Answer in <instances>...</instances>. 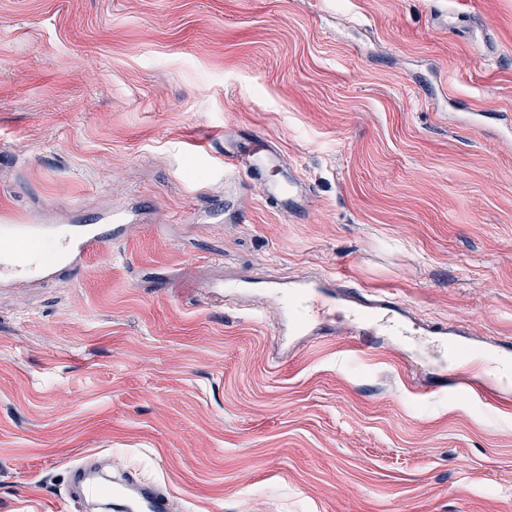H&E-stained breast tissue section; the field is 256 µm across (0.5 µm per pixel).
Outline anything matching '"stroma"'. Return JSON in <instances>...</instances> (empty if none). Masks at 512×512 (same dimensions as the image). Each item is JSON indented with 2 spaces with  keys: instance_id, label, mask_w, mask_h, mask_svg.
I'll use <instances>...</instances> for the list:
<instances>
[{
  "instance_id": "stroma-1",
  "label": "stroma",
  "mask_w": 512,
  "mask_h": 512,
  "mask_svg": "<svg viewBox=\"0 0 512 512\" xmlns=\"http://www.w3.org/2000/svg\"><path fill=\"white\" fill-rule=\"evenodd\" d=\"M279 140L306 214L224 170ZM126 218L0 284V512L94 459L176 512H512V401L441 336L337 327L287 359L227 275L382 288L512 340V0H0V216Z\"/></svg>"
}]
</instances>
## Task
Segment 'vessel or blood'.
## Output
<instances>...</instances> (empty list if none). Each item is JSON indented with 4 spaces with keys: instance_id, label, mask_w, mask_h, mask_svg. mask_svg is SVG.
<instances>
[{
    "instance_id": "obj_1",
    "label": "vessel or blood",
    "mask_w": 512,
    "mask_h": 512,
    "mask_svg": "<svg viewBox=\"0 0 512 512\" xmlns=\"http://www.w3.org/2000/svg\"><path fill=\"white\" fill-rule=\"evenodd\" d=\"M226 167L246 171L261 185L263 199L291 216L306 212L312 188L294 166L286 164L279 149L265 137H252L241 142L224 156ZM123 219L110 215L104 224H5L0 226V276L23 275L51 279L65 270L80 269L102 248L103 225L121 226ZM335 278L304 277L293 281L225 278L219 288L226 298L245 294L259 302L272 301L289 318L310 326L316 316L342 312L350 320H362L366 312H374L376 321L397 335H405L403 320L408 309L389 300L384 294L365 298L354 294L347 303L337 304L333 289ZM81 493L88 498H112L118 512H173L174 505L155 485L127 480L107 486L82 481Z\"/></svg>"
}]
</instances>
